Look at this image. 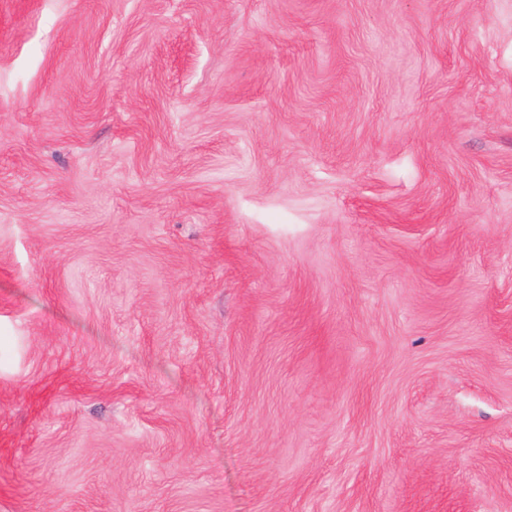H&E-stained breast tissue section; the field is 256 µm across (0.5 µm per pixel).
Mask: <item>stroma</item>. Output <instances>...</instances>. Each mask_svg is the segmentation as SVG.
Segmentation results:
<instances>
[{
  "label": "stroma",
  "mask_w": 512,
  "mask_h": 512,
  "mask_svg": "<svg viewBox=\"0 0 512 512\" xmlns=\"http://www.w3.org/2000/svg\"><path fill=\"white\" fill-rule=\"evenodd\" d=\"M0 512H512V0H0Z\"/></svg>",
  "instance_id": "stroma-1"
}]
</instances>
